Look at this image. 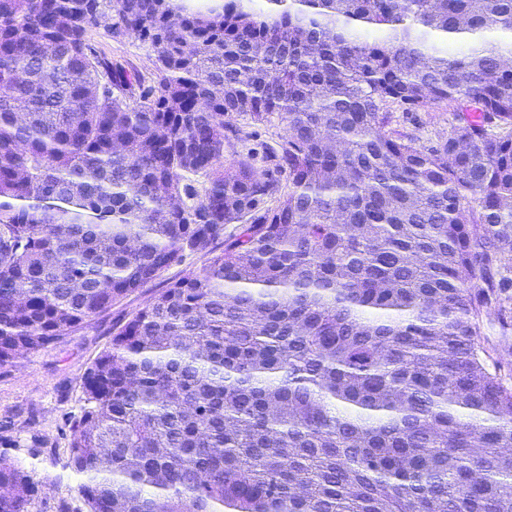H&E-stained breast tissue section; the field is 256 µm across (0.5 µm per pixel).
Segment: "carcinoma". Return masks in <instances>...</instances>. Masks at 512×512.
Returning a JSON list of instances; mask_svg holds the SVG:
<instances>
[{"instance_id": "obj_1", "label": "carcinoma", "mask_w": 512, "mask_h": 512, "mask_svg": "<svg viewBox=\"0 0 512 512\" xmlns=\"http://www.w3.org/2000/svg\"><path fill=\"white\" fill-rule=\"evenodd\" d=\"M252 2L0 0V368L201 254L82 376L87 512H512L479 341L512 300V57L426 42L512 37V0ZM233 116L267 172L225 159ZM35 492L0 456V512ZM90 37L108 57L125 60L144 74H147L152 68V61L147 49L140 42L131 39L112 40L102 28L93 29L90 32ZM452 112H446L444 108H434L429 111L419 112H394L392 128L400 132L415 133L423 139L433 140L448 135V129L452 122ZM251 130L254 131L253 137L247 143V149H251L253 154V164L259 172L268 170V163L265 159L266 145L272 144L270 134L262 125H252Z\"/></svg>"}]
</instances>
